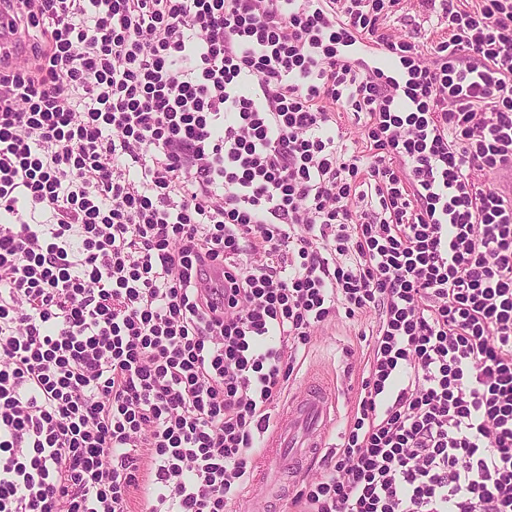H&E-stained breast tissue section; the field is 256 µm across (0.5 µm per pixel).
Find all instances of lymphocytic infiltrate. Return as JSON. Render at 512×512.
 I'll use <instances>...</instances> for the list:
<instances>
[{
  "mask_svg": "<svg viewBox=\"0 0 512 512\" xmlns=\"http://www.w3.org/2000/svg\"><path fill=\"white\" fill-rule=\"evenodd\" d=\"M0 512H224L375 311L304 512H512V0H0ZM363 117L365 152L337 113ZM376 317L374 312H368L348 318L340 311L311 336L305 348L300 347L297 374L290 379L281 401L303 387L307 376L318 369L334 378L336 390L334 385L317 378L288 398L287 418L268 441L272 460L264 475L273 470L279 478L290 482L312 448H321L317 446L330 425L336 393L338 413L327 438V448H340L343 444L344 433L354 423L361 377L371 352L361 335L364 332L366 339H370L372 329L374 333L376 330Z\"/></svg>",
  "mask_w": 512,
  "mask_h": 512,
  "instance_id": "lymphocytic-infiltrate-1",
  "label": "lymphocytic infiltrate"
}]
</instances>
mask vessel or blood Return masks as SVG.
<instances>
[{
	"instance_id": "1",
	"label": "vessel or blood",
	"mask_w": 512,
	"mask_h": 512,
	"mask_svg": "<svg viewBox=\"0 0 512 512\" xmlns=\"http://www.w3.org/2000/svg\"><path fill=\"white\" fill-rule=\"evenodd\" d=\"M337 403L334 385L323 379L309 382L288 399L287 416L268 441L276 475L292 480L302 460L319 445Z\"/></svg>"
}]
</instances>
